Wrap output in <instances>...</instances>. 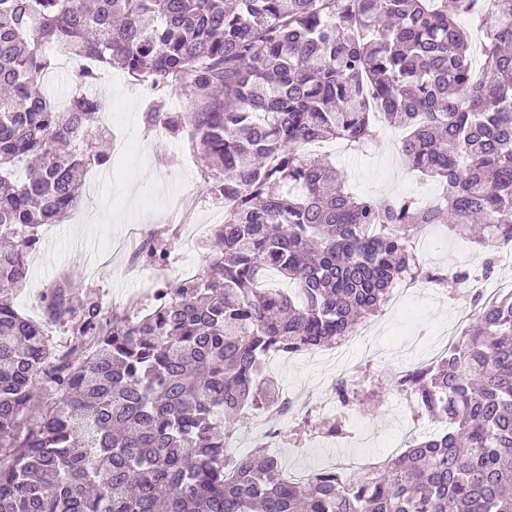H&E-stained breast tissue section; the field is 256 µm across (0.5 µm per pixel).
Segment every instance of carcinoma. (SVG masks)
<instances>
[{"label":"carcinoma","mask_w":512,"mask_h":512,"mask_svg":"<svg viewBox=\"0 0 512 512\" xmlns=\"http://www.w3.org/2000/svg\"><path fill=\"white\" fill-rule=\"evenodd\" d=\"M0 0V512H512V292L481 301L475 324L431 368L391 380L447 425L349 474L295 482L278 455L228 458L256 409L289 414L262 370L271 351L340 343L407 278L451 287L469 271L420 273L408 242L432 224L458 237L478 219L483 275L512 240V0ZM483 34L481 76L471 37ZM54 45L88 62L62 108L41 89ZM187 86L199 112L148 121L189 129L224 200L208 270L159 291L144 314L82 309L91 341L54 353L19 313L39 231L83 200L81 178L106 153L84 142L100 123L87 91L100 71ZM401 129L403 165L438 183L440 202L358 198L304 145L377 146ZM47 310L72 308L57 289ZM366 373L334 385L362 401ZM331 438L339 422L306 420Z\"/></svg>","instance_id":"carcinoma-1"}]
</instances>
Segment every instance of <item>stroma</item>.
<instances>
[{"instance_id":"stroma-1","label":"stroma","mask_w":512,"mask_h":512,"mask_svg":"<svg viewBox=\"0 0 512 512\" xmlns=\"http://www.w3.org/2000/svg\"><path fill=\"white\" fill-rule=\"evenodd\" d=\"M80 66L79 60L59 53L44 75L42 86L59 105H66L74 91ZM96 86L109 108L108 125L93 127L87 139L89 149H111L124 136L137 150L127 158L113 157L111 166L89 168L81 203L87 219L81 222L71 215L43 227L40 246L28 257L26 284L14 296L21 313L42 322L55 352L74 360L84 355L77 336L78 308L94 304L105 313L127 315L146 311L153 304L154 289L179 279L183 260H190L200 272L208 268L211 230L224 221V202L208 192L209 172L188 135H171L146 118L158 103L168 112H195L200 101L183 84L154 88L119 69L104 71ZM317 153L343 170L349 190L361 197L405 196L418 185L416 177L391 154H339L329 141L322 143ZM171 207L179 214V223H169L167 210ZM429 232L437 242L433 267L442 272L470 267L479 252L476 243L449 235L441 224L431 226ZM140 244L166 249L165 261L149 271L132 269L131 249ZM56 287L67 291L75 308L74 314L59 321L48 319L43 303L45 292ZM462 307V301L451 298L447 291L420 285L412 298L385 307L372 318L381 358L365 360L362 346L351 343L340 360L329 354L307 355L267 366L268 375L281 389L297 384L304 387L317 420L337 415L329 403L330 389L343 364L366 362L374 374L377 399L360 414L369 432L357 448L336 446L316 434L298 443L293 436L296 419L284 417L273 422L286 470L308 474L343 466L355 452L390 455L397 428L393 415L405 408L406 399L389 386V369L406 370L428 359Z\"/></svg>"}]
</instances>
